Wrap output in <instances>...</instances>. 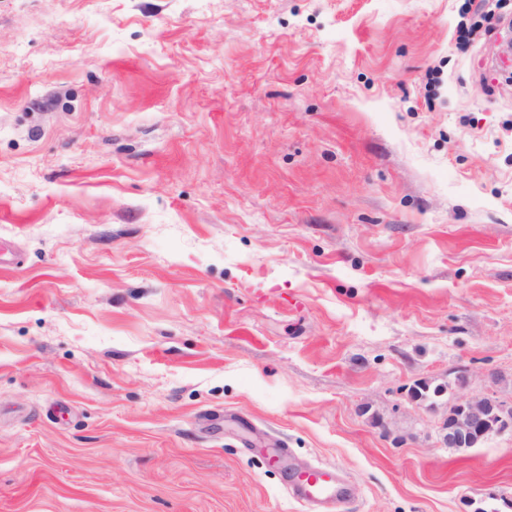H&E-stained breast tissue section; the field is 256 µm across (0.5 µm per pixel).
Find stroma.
<instances>
[{"instance_id": "obj_1", "label": "stroma", "mask_w": 512, "mask_h": 512, "mask_svg": "<svg viewBox=\"0 0 512 512\" xmlns=\"http://www.w3.org/2000/svg\"><path fill=\"white\" fill-rule=\"evenodd\" d=\"M512 0H0V512H498ZM432 395H415L416 386ZM512 433V406L490 396L465 398L450 407L443 423V441L451 448L473 447L491 431ZM342 490L336 485V477L329 470H309L296 478V489L292 496L294 500L308 509L314 503L330 505L341 497Z\"/></svg>"}]
</instances>
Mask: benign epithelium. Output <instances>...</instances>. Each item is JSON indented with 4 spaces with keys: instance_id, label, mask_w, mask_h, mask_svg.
Listing matches in <instances>:
<instances>
[{
    "instance_id": "benign-epithelium-1",
    "label": "benign epithelium",
    "mask_w": 512,
    "mask_h": 512,
    "mask_svg": "<svg viewBox=\"0 0 512 512\" xmlns=\"http://www.w3.org/2000/svg\"><path fill=\"white\" fill-rule=\"evenodd\" d=\"M443 441L450 448L473 447L490 432L512 433V406L490 396L465 398L450 407L442 426Z\"/></svg>"
}]
</instances>
